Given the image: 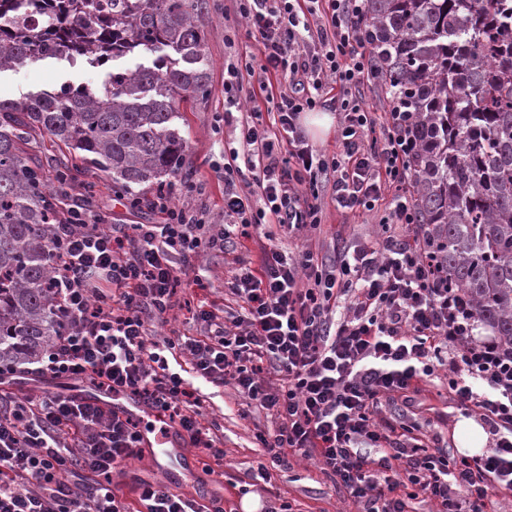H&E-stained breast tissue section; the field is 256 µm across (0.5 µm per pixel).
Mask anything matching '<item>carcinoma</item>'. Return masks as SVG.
Here are the masks:
<instances>
[{
    "instance_id": "1",
    "label": "carcinoma",
    "mask_w": 512,
    "mask_h": 512,
    "mask_svg": "<svg viewBox=\"0 0 512 512\" xmlns=\"http://www.w3.org/2000/svg\"><path fill=\"white\" fill-rule=\"evenodd\" d=\"M208 10V0H0V71L45 58L104 66L160 45L179 55L113 72L97 89L0 99L1 369L40 358L61 328L56 212L28 146L48 134L118 193L177 177L186 141L175 109L209 95ZM364 29L376 79L414 112L412 199L436 261L512 347V0H368Z\"/></svg>"
}]
</instances>
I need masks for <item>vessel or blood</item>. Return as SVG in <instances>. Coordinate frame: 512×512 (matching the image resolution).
Masks as SVG:
<instances>
[{
    "mask_svg": "<svg viewBox=\"0 0 512 512\" xmlns=\"http://www.w3.org/2000/svg\"><path fill=\"white\" fill-rule=\"evenodd\" d=\"M111 404L115 410L141 419V441L143 445L159 444L161 459L178 463L185 477H194L196 472L195 462L187 459L184 448L176 443L173 430L164 428L156 410L128 392L113 394Z\"/></svg>",
    "mask_w": 512,
    "mask_h": 512,
    "instance_id": "1",
    "label": "vessel or blood"
}]
</instances>
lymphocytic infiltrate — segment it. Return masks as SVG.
I'll use <instances>...</instances> for the list:
<instances>
[{"mask_svg":"<svg viewBox=\"0 0 512 512\" xmlns=\"http://www.w3.org/2000/svg\"><path fill=\"white\" fill-rule=\"evenodd\" d=\"M224 10V122L247 113L238 143L224 145V223L213 227L159 188L146 205L158 224H106L59 195L50 252L63 325L22 379L51 382L47 396H18L0 376V512H127L104 479L142 458L140 422L91 402L90 382L129 392L163 413L201 449L206 472L224 465L218 421L204 420L195 380L230 384L274 418L258 439L271 463L315 459L361 505L406 512L416 489L435 512H501L512 497V349L475 334V311L439 268L405 190L412 178L414 114L395 98L385 119L359 88L372 53L359 33L366 0H231ZM245 31L257 53L237 49ZM335 91L341 150L306 140L302 113ZM331 181L337 209L386 206L398 234L366 241L327 262L307 248L271 246L239 260L233 309H194L197 336L152 339L150 324L182 302V272L201 254L279 225L290 234L322 221L318 186ZM448 369V399L478 416L492 437L482 454L449 453L439 437L380 415L382 398L411 405L419 385ZM98 475L71 485L78 472ZM141 512H223L168 488L141 484Z\"/></svg>","mask_w":512,"mask_h":512,"instance_id":"lymphocytic-infiltrate-1","label":"lymphocytic infiltrate"}]
</instances>
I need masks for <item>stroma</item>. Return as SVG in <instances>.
I'll list each match as a JSON object with an SVG mask.
<instances>
[{
  "label": "stroma",
  "instance_id": "obj_1",
  "mask_svg": "<svg viewBox=\"0 0 512 512\" xmlns=\"http://www.w3.org/2000/svg\"><path fill=\"white\" fill-rule=\"evenodd\" d=\"M224 0H210V9L203 18L207 33L205 53L210 64L211 92L195 106H180L176 120L186 140L183 173L196 186L195 191L177 195V203L205 211L209 221H224V143L234 137L232 127L224 123ZM175 52L161 47L152 52L135 51L114 59L111 65L93 66L84 59L76 62L47 59L0 71V97L18 99L42 90H55L64 85L97 88L109 78L111 69L133 70L138 66L166 64L175 59ZM85 182L93 189L90 208L110 224H153L158 217L145 209L126 208L109 186L105 173L88 170ZM322 223L318 229L291 237L279 226H263L254 231L245 249L237 255L220 252L205 253L196 268L197 280L180 292L189 308L206 302L224 303L227 281L235 257L258 260L263 248L275 244L290 249L311 245L319 256L336 257L365 239L384 235L377 216L371 213H343L331 202L332 188L324 186ZM205 395L202 411L218 419L224 427V467L222 474L197 471L190 482H180L176 469L162 472L152 468L149 458L124 462L112 475V488L129 507L137 505L136 487L140 481L161 483L172 491L194 498L201 504L221 502L225 512H240L244 498L256 500L260 507H276L290 503L295 512H358L353 499L323 474L314 461L296 459L290 468H272L271 481L253 478L252 473L262 461V449L255 438L258 430L273 429L275 423L264 411L248 404L233 386L213 387L201 384ZM416 400L417 410L403 406L400 400H384L381 414L421 425L426 435H438L443 442H452L461 410L449 407L445 383L436 379L422 383Z\"/></svg>",
  "mask_w": 512,
  "mask_h": 512
}]
</instances>
